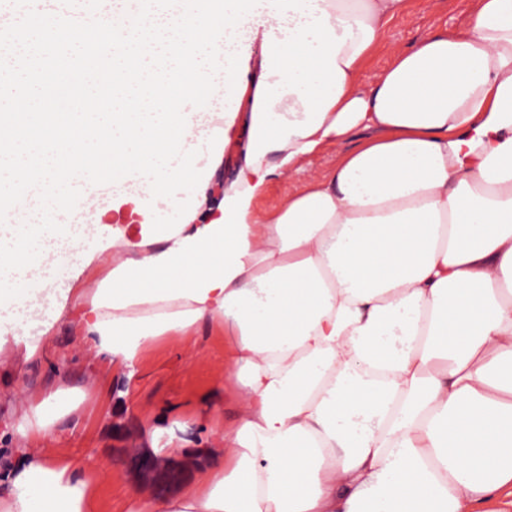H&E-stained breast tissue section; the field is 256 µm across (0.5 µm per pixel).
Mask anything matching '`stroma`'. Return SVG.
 <instances>
[{"instance_id": "35a3bbf8", "label": "stroma", "mask_w": 512, "mask_h": 512, "mask_svg": "<svg viewBox=\"0 0 512 512\" xmlns=\"http://www.w3.org/2000/svg\"><path fill=\"white\" fill-rule=\"evenodd\" d=\"M472 8L473 0H410L408 14L392 22L384 47L366 65L361 87H370L391 62L393 51L418 35L444 28L452 32L463 29ZM224 370L223 337L203 331L187 343L179 339L159 342L146 352L135 398L125 408L112 396L110 375L97 373L93 359L76 345L63 323L42 362L0 363V390L22 402L49 385L89 387L87 400L45 445L70 449L86 464L111 466V473L100 480L111 512H132L139 491L118 447H138L137 429L145 423L159 427L158 440L162 443L168 439L172 421L191 428L206 423L215 407L203 395L211 390L222 398L225 417H232L236 386L225 379Z\"/></svg>"}]
</instances>
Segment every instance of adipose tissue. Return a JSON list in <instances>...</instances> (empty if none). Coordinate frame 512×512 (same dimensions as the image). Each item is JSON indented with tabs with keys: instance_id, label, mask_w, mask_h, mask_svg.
<instances>
[{
	"instance_id": "1",
	"label": "adipose tissue",
	"mask_w": 512,
	"mask_h": 512,
	"mask_svg": "<svg viewBox=\"0 0 512 512\" xmlns=\"http://www.w3.org/2000/svg\"><path fill=\"white\" fill-rule=\"evenodd\" d=\"M408 0H266L239 28L249 57L223 128L233 163L176 236L144 242L123 181L99 223L113 245L68 288L0 310V354L33 363L58 323L129 402L146 351L200 329L225 339L239 409L167 462L191 475L136 512H488L512 497V0H474L467 27L364 66ZM333 166L278 205L258 199L310 157ZM42 335L18 334L24 322ZM88 397L49 388L12 407L23 448L0 456V512H102L66 449L33 450Z\"/></svg>"
}]
</instances>
